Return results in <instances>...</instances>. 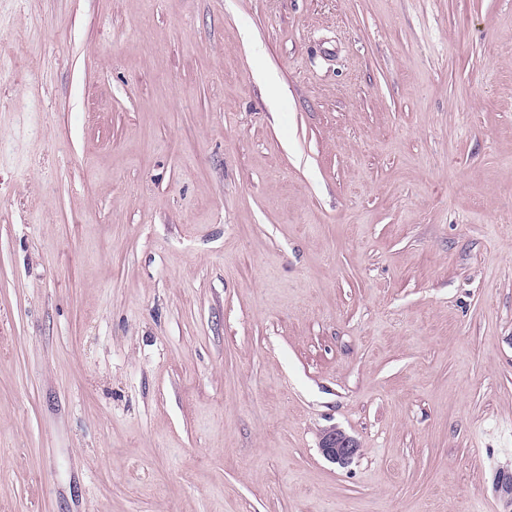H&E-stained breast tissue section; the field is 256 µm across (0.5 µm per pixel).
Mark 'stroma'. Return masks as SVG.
I'll list each match as a JSON object with an SVG mask.
<instances>
[{
    "label": "stroma",
    "instance_id": "obj_1",
    "mask_svg": "<svg viewBox=\"0 0 512 512\" xmlns=\"http://www.w3.org/2000/svg\"><path fill=\"white\" fill-rule=\"evenodd\" d=\"M0 61V512H512V0H0ZM359 447L354 437L336 427L325 429L320 435L321 453L328 461L341 467L352 462L358 455Z\"/></svg>",
    "mask_w": 512,
    "mask_h": 512
}]
</instances>
